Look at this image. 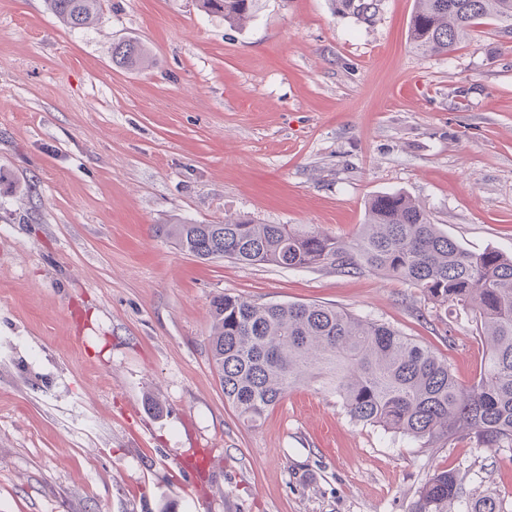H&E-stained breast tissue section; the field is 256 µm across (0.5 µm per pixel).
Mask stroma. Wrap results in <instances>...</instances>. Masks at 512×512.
<instances>
[{
  "instance_id": "1",
  "label": "stroma",
  "mask_w": 512,
  "mask_h": 512,
  "mask_svg": "<svg viewBox=\"0 0 512 512\" xmlns=\"http://www.w3.org/2000/svg\"><path fill=\"white\" fill-rule=\"evenodd\" d=\"M415 0L370 24L258 0L242 28L197 0H105L62 26L0 0V512H410L454 470L512 508V448L424 447L293 389L257 425L224 399L210 301L316 302L386 323L470 383L469 315L372 273L202 261L163 224H308L348 238L400 191L466 249L512 255V34L409 43ZM135 39L145 67L119 68ZM148 57V49L138 41L122 40L112 46V63L119 67H137L144 64Z\"/></svg>"
}]
</instances>
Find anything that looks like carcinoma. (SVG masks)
Returning <instances> with one entry per match:
<instances>
[{"label":"carcinoma","instance_id":"carcinoma-1","mask_svg":"<svg viewBox=\"0 0 512 512\" xmlns=\"http://www.w3.org/2000/svg\"><path fill=\"white\" fill-rule=\"evenodd\" d=\"M256 2L200 0L233 27L251 21ZM46 3L70 28L89 26L104 11V0ZM331 5L336 16L371 23L381 0H331ZM483 18L511 22L512 0H415L409 41L426 55L443 54ZM148 57L138 41L112 46V63L119 67H137ZM159 232L200 260L396 278L436 306L468 313L484 348L477 377L463 385L445 358L385 323L317 303L259 304L218 295L211 301V360L225 400L244 421L256 423L292 387L309 383L338 395L352 420L423 445L471 434L479 448H512L511 256L463 248L402 192L371 198L366 222L346 241L311 227L249 220L163 224ZM461 496L458 476L438 471L423 484L410 512H456ZM467 512H504L503 501L488 493Z\"/></svg>","mask_w":512,"mask_h":512}]
</instances>
